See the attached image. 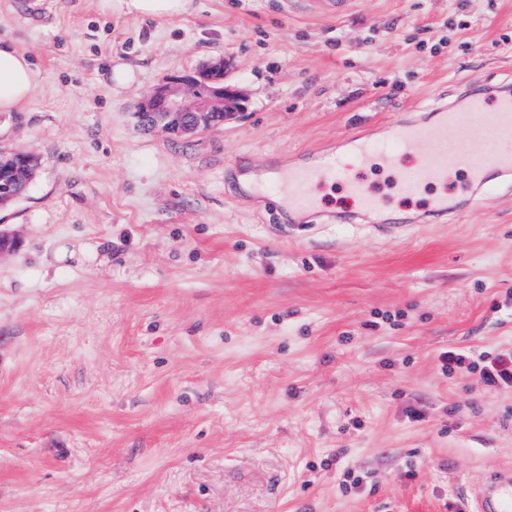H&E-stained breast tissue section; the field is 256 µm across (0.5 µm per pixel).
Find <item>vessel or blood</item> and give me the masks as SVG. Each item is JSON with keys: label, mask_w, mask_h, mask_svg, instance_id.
I'll list each match as a JSON object with an SVG mask.
<instances>
[{"label": "vessel or blood", "mask_w": 512, "mask_h": 512, "mask_svg": "<svg viewBox=\"0 0 512 512\" xmlns=\"http://www.w3.org/2000/svg\"><path fill=\"white\" fill-rule=\"evenodd\" d=\"M439 118L427 124L394 122L389 137L365 139L353 145L354 163L344 167L337 152L318 149L312 161L288 168L278 176L277 189L288 192L292 209L314 211L320 201L314 187L327 180L340 183L347 206L364 211L375 209L379 201L368 190L363 170L378 156L393 158L403 152L413 156L415 167L399 182L402 195L412 197L425 183H447L449 172L461 173L472 183H486L490 175H512V153L499 144L512 139V96L492 101L469 97L464 110L440 104ZM461 130L456 147H449V129ZM473 512H512V475L495 474L478 488Z\"/></svg>", "instance_id": "vessel-or-blood-1"}]
</instances>
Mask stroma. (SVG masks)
Here are the masks:
<instances>
[{"label":"stroma","mask_w":512,"mask_h":512,"mask_svg":"<svg viewBox=\"0 0 512 512\" xmlns=\"http://www.w3.org/2000/svg\"><path fill=\"white\" fill-rule=\"evenodd\" d=\"M0 38L37 83L0 148L40 159L0 210V512H457L512 470V390L440 360L512 350V190L452 174L433 214L438 185L398 192L408 155L364 170L373 216L337 184L300 215L250 190L512 84V0H0ZM217 57L244 112L139 129L149 86ZM192 0H113L112 8L125 15L150 18H171L187 13Z\"/></svg>","instance_id":"stroma-1"}]
</instances>
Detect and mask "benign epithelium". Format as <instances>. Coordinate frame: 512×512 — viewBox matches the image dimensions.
Masks as SVG:
<instances>
[{
    "mask_svg": "<svg viewBox=\"0 0 512 512\" xmlns=\"http://www.w3.org/2000/svg\"><path fill=\"white\" fill-rule=\"evenodd\" d=\"M247 106L246 96L227 80L222 60L188 74L169 76L149 87L136 104L135 117L148 130L191 138L224 125ZM35 165L34 154L0 150V208L21 198L15 174Z\"/></svg>",
    "mask_w": 512,
    "mask_h": 512,
    "instance_id": "1",
    "label": "benign epithelium"
}]
</instances>
